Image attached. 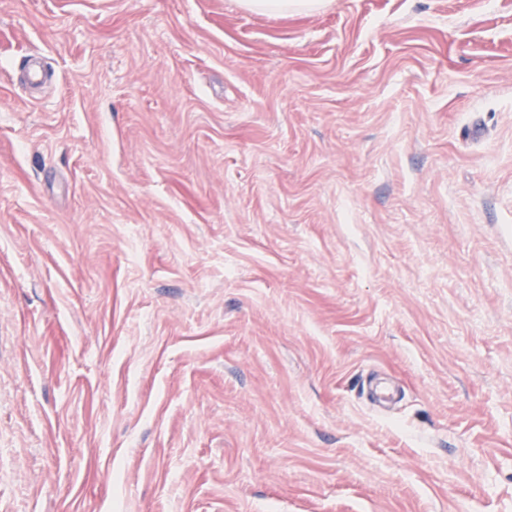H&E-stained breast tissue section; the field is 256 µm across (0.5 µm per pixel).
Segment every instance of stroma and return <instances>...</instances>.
Returning <instances> with one entry per match:
<instances>
[{"label": "stroma", "instance_id": "obj_1", "mask_svg": "<svg viewBox=\"0 0 512 512\" xmlns=\"http://www.w3.org/2000/svg\"><path fill=\"white\" fill-rule=\"evenodd\" d=\"M0 512H512V0H0ZM329 0H238L250 12L274 16H288L293 12H315L324 8Z\"/></svg>", "mask_w": 512, "mask_h": 512}]
</instances>
